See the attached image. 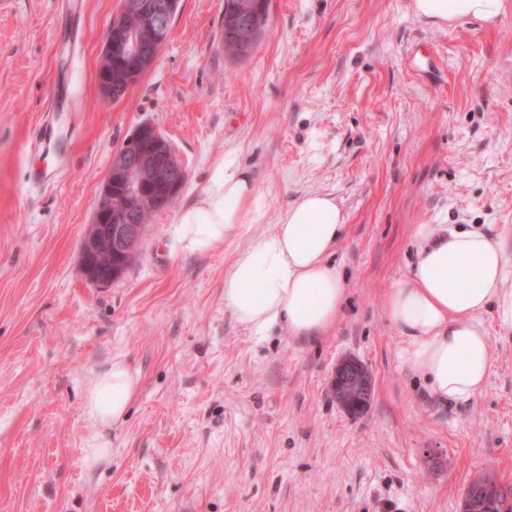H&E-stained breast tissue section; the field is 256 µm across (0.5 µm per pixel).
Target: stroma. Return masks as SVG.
<instances>
[{
  "label": "stroma",
  "instance_id": "1",
  "mask_svg": "<svg viewBox=\"0 0 512 512\" xmlns=\"http://www.w3.org/2000/svg\"><path fill=\"white\" fill-rule=\"evenodd\" d=\"M413 0H269L244 59L220 43L224 0H181L129 93L97 68L117 0H0V512H460L480 475L512 485V329L484 314L494 372L440 402L403 362L385 316L416 260V228L469 224L512 259V0L496 22L446 25ZM70 75L51 147L34 130ZM142 123L187 174L111 286L79 247L113 153ZM247 170L250 234L204 253L173 235L217 167ZM34 168L56 171L29 187ZM335 199L346 298L309 342L255 340L224 303V272L300 197ZM121 354L141 372L112 458L86 469L83 394ZM362 363L368 407L333 394Z\"/></svg>",
  "mask_w": 512,
  "mask_h": 512
}]
</instances>
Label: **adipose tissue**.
I'll return each mask as SVG.
<instances>
[{"mask_svg":"<svg viewBox=\"0 0 512 512\" xmlns=\"http://www.w3.org/2000/svg\"><path fill=\"white\" fill-rule=\"evenodd\" d=\"M415 12L438 22L477 18L496 21L504 0H413ZM256 188L241 172L216 174L198 204L184 209L175 234L189 252L232 240L245 229ZM345 230L335 199L322 193L301 197L280 217L273 232L257 235L224 273V303L258 340L275 330L302 339L323 337L345 301V281L331 260ZM421 242L408 280L388 294L385 315L405 343V362L439 401L482 394L493 373L491 338L482 319L494 313L512 327V278L503 244L478 229L439 233L418 225ZM140 375L114 356L93 372L83 411L91 428L83 462L92 469L112 448L104 430L125 420L139 393Z\"/></svg>","mask_w":512,"mask_h":512,"instance_id":"obj_1","label":"adipose tissue"}]
</instances>
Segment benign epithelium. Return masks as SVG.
<instances>
[{
	"label": "benign epithelium",
	"instance_id": "benign-epithelium-1",
	"mask_svg": "<svg viewBox=\"0 0 512 512\" xmlns=\"http://www.w3.org/2000/svg\"><path fill=\"white\" fill-rule=\"evenodd\" d=\"M180 0H119L109 25L97 72L102 97L125 96L150 68L168 40ZM254 11L244 9L225 37L242 57L249 56L259 37ZM185 168L175 162L170 142L151 124L139 125L113 154L92 221L80 243V266L85 280L97 288L112 285L139 250L146 226L131 214L163 211L180 196ZM361 365L346 359L336 367L334 387L342 389Z\"/></svg>",
	"mask_w": 512,
	"mask_h": 512
}]
</instances>
